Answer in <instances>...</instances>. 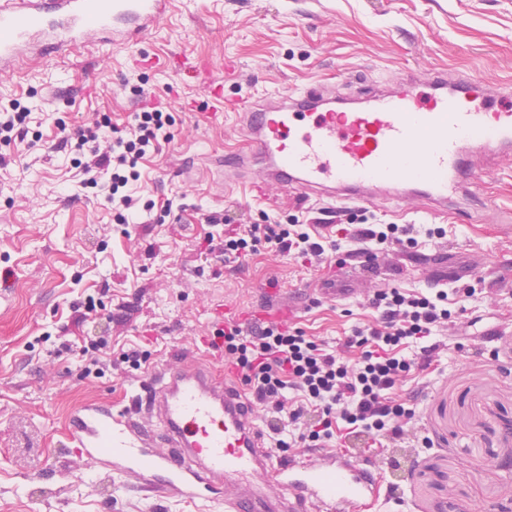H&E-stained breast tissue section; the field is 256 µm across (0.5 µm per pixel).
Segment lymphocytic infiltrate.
<instances>
[{
    "label": "lymphocytic infiltrate",
    "mask_w": 512,
    "mask_h": 512,
    "mask_svg": "<svg viewBox=\"0 0 512 512\" xmlns=\"http://www.w3.org/2000/svg\"><path fill=\"white\" fill-rule=\"evenodd\" d=\"M172 123L160 99L133 113L125 130L103 116L76 131L73 149L85 158L79 184L103 195L118 223L132 220L140 168L170 140ZM442 233V228L422 225L364 224L350 239L358 253L372 259L393 246ZM262 245L306 263L339 248L337 240L318 238L308 224H283L270 216L225 238L224 257L237 260ZM371 305L374 321L355 327L344 340L345 347L357 349L353 358L322 347L293 326L225 327L224 356L263 408L277 448H321L360 434L402 437L401 420L415 411L393 393L410 372L427 368L439 351L434 333L452 316L449 292L382 288Z\"/></svg>",
    "instance_id": "obj_1"
}]
</instances>
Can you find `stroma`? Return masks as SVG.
Masks as SVG:
<instances>
[{
  "label": "stroma",
  "mask_w": 512,
  "mask_h": 512,
  "mask_svg": "<svg viewBox=\"0 0 512 512\" xmlns=\"http://www.w3.org/2000/svg\"><path fill=\"white\" fill-rule=\"evenodd\" d=\"M186 56L207 63L228 100L317 85L358 99L375 83L438 69L512 86V0H173L136 48L88 43L0 75V104L29 107L35 135L28 146L0 144V275L9 284L0 292V512H215L118 484L72 454L65 420L83 402L122 401L145 369L192 352L198 337L212 334L215 309L259 319L269 283L316 288L339 270L335 253L311 266L264 246L226 263L225 230L266 214L440 226L456 264L480 267L464 312L438 329L431 365L395 390L415 407L403 438L385 448L358 439L386 465V483L404 489L402 501L382 493L362 512H512V335L492 344L477 337L496 321L512 323V290L492 277L512 267V161L477 182L486 206L457 221L383 197L348 213L294 190L261 202L245 187L223 188L207 170L244 136L235 117L219 126L207 120L221 105L187 77ZM140 86L168 97L174 123L170 141L141 167L138 196L152 210L140 223L119 224L103 197L78 187L79 156L64 139L102 114L124 128L145 105ZM169 199L178 214L163 215ZM211 213L219 223H206ZM432 246L422 237L381 254L366 288H422L399 261ZM369 302L314 301L293 324L338 351L371 321ZM95 342L102 348L94 357L81 355ZM133 348L143 353L138 370L123 359ZM424 436L432 447H420ZM55 462L67 478L41 480Z\"/></svg>",
  "instance_id": "35a3bbf8"
}]
</instances>
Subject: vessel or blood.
I'll return each mask as SVG.
<instances>
[{"label":"vessel or blood","instance_id":"b4317fda","mask_svg":"<svg viewBox=\"0 0 512 512\" xmlns=\"http://www.w3.org/2000/svg\"><path fill=\"white\" fill-rule=\"evenodd\" d=\"M171 0H0V74L25 54L63 56L91 41L132 47ZM484 79L433 72L376 88L365 104L301 94L239 101L245 150L225 154L222 175L252 190L296 189L333 204L371 203L372 189L411 192L432 213L470 188L481 167H461L484 151L512 155V105L492 98ZM428 287L463 278L447 248L419 265ZM67 435L77 453L147 492L223 504L225 512H357L376 497L384 472L371 458L317 451L274 458L255 404L211 363L184 357L154 366L129 404L84 403Z\"/></svg>","mask_w":512,"mask_h":512}]
</instances>
